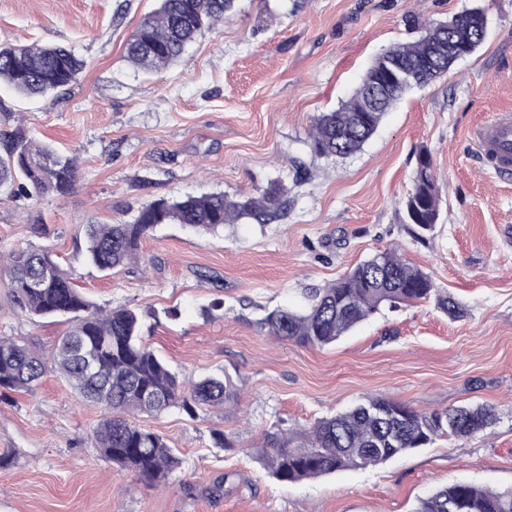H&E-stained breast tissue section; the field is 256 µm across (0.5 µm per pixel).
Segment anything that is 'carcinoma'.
I'll use <instances>...</instances> for the list:
<instances>
[{"instance_id":"cac0c4a2","label":"carcinoma","mask_w":512,"mask_h":512,"mask_svg":"<svg viewBox=\"0 0 512 512\" xmlns=\"http://www.w3.org/2000/svg\"><path fill=\"white\" fill-rule=\"evenodd\" d=\"M234 0H158L145 14L125 46L136 68L160 72L175 63L202 31L224 19ZM479 7L448 22L409 25L419 31L411 42L396 43L365 70L350 99L314 119L311 150L320 156L348 157L374 134L384 115L415 87H424L457 61L448 52L453 37L468 41L473 54L485 40ZM83 61L64 46H0V80L16 92L40 95L77 80ZM75 158L50 143H35L18 129L0 144V189L13 199L65 196L76 186ZM288 208V189L274 184L258 196L232 199L222 192L159 199L143 206L134 220L85 225V257L110 272L133 261L141 240L162 224H181L214 232L242 217L263 223ZM405 223L426 233L440 216V190L428 154L419 156L411 192L404 200ZM7 288L13 308L30 318H63L68 329L50 356L12 336H0V388L32 393L43 376L56 373L88 403L103 410L94 430L96 446L108 461L147 482H157L181 460L166 439L135 422L177 408L195 415L199 407L234 404L240 390L226 374L186 382L143 339L141 314L130 307L100 309L85 299L51 249L30 246L9 255ZM435 300L456 318L461 309L439 294L430 275L406 262L394 249L377 252L353 270L309 292L303 312L276 309L261 328L279 339L323 347L387 308L398 309ZM91 356L94 370H85ZM492 406H458L445 412L417 410L382 396H368L349 409L317 421L303 443L276 433L266 435V462L284 483L336 471L383 463L431 444L446 434L465 438L491 426ZM414 512H512V491L493 492L455 483L420 501Z\"/></svg>"}]
</instances>
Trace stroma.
<instances>
[{
	"mask_svg": "<svg viewBox=\"0 0 512 512\" xmlns=\"http://www.w3.org/2000/svg\"><path fill=\"white\" fill-rule=\"evenodd\" d=\"M157 0H0V46L62 45L84 59L76 82L42 97L0 83V139L23 127L75 157L63 197L0 193V253L49 247L84 296L141 313L147 343L180 373L223 372L237 403L197 418L138 416L175 448L179 468L151 485L94 446L96 407L50 374L34 393L0 394V512H413L438 489L512 490V180L479 162L472 131L512 116V0H236L224 21L169 69L150 73L125 44ZM484 8L478 52L387 112L361 151L314 155L315 115L350 98L373 59L416 34L405 19L445 21ZM440 183L425 239L404 223L420 152ZM288 188L284 216L213 233L166 224L138 262L99 272L84 227L133 221L149 201ZM395 247L463 309L427 302L385 310L335 344L301 345L261 329L267 312L305 309L311 289ZM0 266V336L51 352L65 326L13 311ZM177 309V319L165 313ZM419 410L487 404L496 422L441 436L386 463L286 485L265 435L296 436L367 396ZM221 430L235 446L219 448Z\"/></svg>",
	"mask_w": 512,
	"mask_h": 512,
	"instance_id": "1",
	"label": "stroma"
}]
</instances>
